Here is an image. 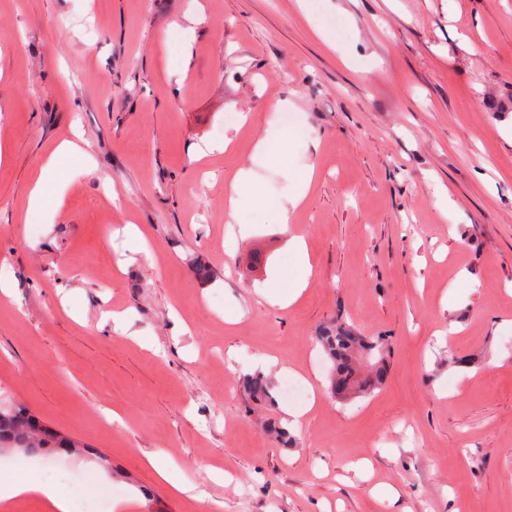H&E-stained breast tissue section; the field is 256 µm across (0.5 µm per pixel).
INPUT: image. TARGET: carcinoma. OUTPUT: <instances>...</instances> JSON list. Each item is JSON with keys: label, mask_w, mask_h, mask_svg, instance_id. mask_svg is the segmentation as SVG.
Returning a JSON list of instances; mask_svg holds the SVG:
<instances>
[{"label": "carcinoma", "mask_w": 512, "mask_h": 512, "mask_svg": "<svg viewBox=\"0 0 512 512\" xmlns=\"http://www.w3.org/2000/svg\"><path fill=\"white\" fill-rule=\"evenodd\" d=\"M317 341L332 362L330 385L343 393L370 395L381 389L389 376L390 348L382 336H366L356 327L338 317L323 326ZM241 386L259 405L271 401L270 388L263 374L254 373L242 377ZM275 439L284 447L296 445L295 437L288 428L271 423L268 427ZM0 449L19 450L25 454L43 451L49 455L61 450L74 454L81 451L94 453L91 448L74 438L40 425V421L22 405L0 408ZM96 454V453H94ZM96 458L106 469L112 468L109 459L98 453Z\"/></svg>", "instance_id": "cac0c4a2"}]
</instances>
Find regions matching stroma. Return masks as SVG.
Here are the masks:
<instances>
[{"instance_id": "obj_1", "label": "stroma", "mask_w": 512, "mask_h": 512, "mask_svg": "<svg viewBox=\"0 0 512 512\" xmlns=\"http://www.w3.org/2000/svg\"><path fill=\"white\" fill-rule=\"evenodd\" d=\"M493 101H512V0H0V404L112 463L4 453L0 475L62 494L87 475L112 512H512V111ZM75 130L88 157L62 167L63 208L27 212L39 159ZM267 136L286 165L254 159ZM308 165L290 222L314 275L284 310L257 288L295 272L276 205ZM242 169L267 205L232 219ZM339 312L391 349L384 387L346 401L314 339ZM259 370L261 409L239 383ZM306 380L285 450L265 423L303 408L283 386ZM106 407L123 425L103 430ZM140 489L153 502L126 507Z\"/></svg>"}]
</instances>
